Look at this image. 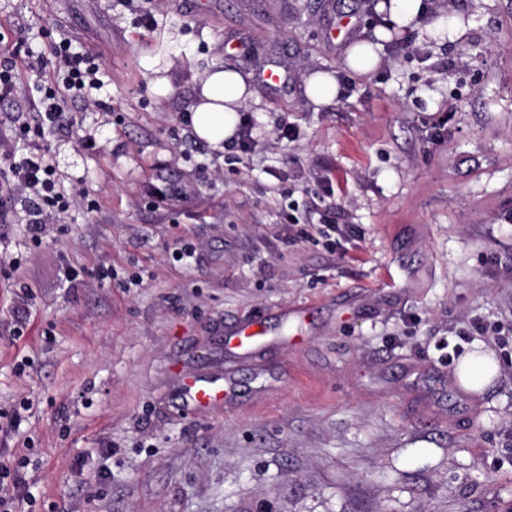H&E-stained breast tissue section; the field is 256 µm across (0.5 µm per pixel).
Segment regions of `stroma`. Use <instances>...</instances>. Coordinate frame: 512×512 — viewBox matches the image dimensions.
I'll use <instances>...</instances> for the list:
<instances>
[{
    "instance_id": "obj_1",
    "label": "stroma",
    "mask_w": 512,
    "mask_h": 512,
    "mask_svg": "<svg viewBox=\"0 0 512 512\" xmlns=\"http://www.w3.org/2000/svg\"><path fill=\"white\" fill-rule=\"evenodd\" d=\"M379 2L0 0V58L65 39L101 79L40 138L68 212L36 236L0 213V468L31 459L32 512H512V0L405 27ZM216 63L254 92L237 162L192 129ZM476 350L499 374L470 394ZM186 374L235 389L191 413ZM321 90H317V88ZM309 90L314 100L330 102L338 92L337 81L330 75H314L309 79Z\"/></svg>"
}]
</instances>
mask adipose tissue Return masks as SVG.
I'll return each mask as SVG.
<instances>
[{"label":"adipose tissue","mask_w":512,"mask_h":512,"mask_svg":"<svg viewBox=\"0 0 512 512\" xmlns=\"http://www.w3.org/2000/svg\"><path fill=\"white\" fill-rule=\"evenodd\" d=\"M242 77L213 65L201 80L200 94L193 107L192 124L196 136L215 150H223L238 122V112L250 100Z\"/></svg>","instance_id":"obj_1"}]
</instances>
